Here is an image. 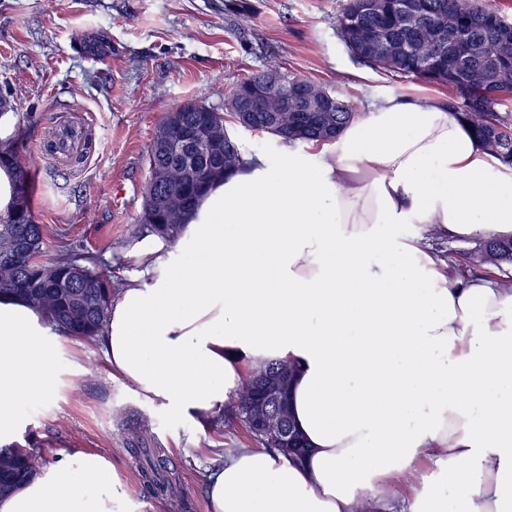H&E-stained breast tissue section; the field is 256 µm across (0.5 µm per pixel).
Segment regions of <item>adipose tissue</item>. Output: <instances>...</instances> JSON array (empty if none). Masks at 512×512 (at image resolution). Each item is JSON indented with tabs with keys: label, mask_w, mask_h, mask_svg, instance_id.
<instances>
[{
	"label": "adipose tissue",
	"mask_w": 512,
	"mask_h": 512,
	"mask_svg": "<svg viewBox=\"0 0 512 512\" xmlns=\"http://www.w3.org/2000/svg\"><path fill=\"white\" fill-rule=\"evenodd\" d=\"M209 191L175 250L140 246L109 308L112 368L147 402L199 422L247 370L295 365L290 403L308 453L235 449L208 477L210 512H512V287L462 278L431 230L512 236V167L446 101L372 99L336 141L278 161L248 154ZM41 315L0 298V442L19 403L56 391ZM103 456L63 455L0 512H115Z\"/></svg>",
	"instance_id": "ef3b65f1"
}]
</instances>
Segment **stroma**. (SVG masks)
Wrapping results in <instances>:
<instances>
[{
    "mask_svg": "<svg viewBox=\"0 0 512 512\" xmlns=\"http://www.w3.org/2000/svg\"><path fill=\"white\" fill-rule=\"evenodd\" d=\"M345 0H0V93L14 109L0 140L31 171L30 206L47 230L44 260L62 249L100 258L115 281L137 271L133 236L149 179L147 150L160 118L188 100L223 110L250 72L268 67L336 96L446 98L441 88L372 69L336 29ZM87 119L91 157L64 163L36 144ZM56 396L21 404L18 442L46 464L63 454L104 456L130 512H208L204 482L226 451L249 445L241 423L195 424L142 400L109 366L100 338L48 333ZM183 495L158 496L141 473L143 420Z\"/></svg>",
    "mask_w": 512,
    "mask_h": 512,
    "instance_id": "35a3bbf8",
    "label": "stroma"
}]
</instances>
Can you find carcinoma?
Segmentation results:
<instances>
[{
	"label": "carcinoma",
	"instance_id": "cac0c4a2",
	"mask_svg": "<svg viewBox=\"0 0 512 512\" xmlns=\"http://www.w3.org/2000/svg\"><path fill=\"white\" fill-rule=\"evenodd\" d=\"M416 15L408 20L401 5L404 0H345L337 17L338 31L352 56L378 70L402 74L415 81L448 90V110L466 121L486 150L497 160L512 165V112L499 107L512 100V69L500 71L478 66L486 48L502 41L503 32L511 37L501 46L512 54V20L492 4L478 7L469 0H414ZM277 74L284 86L305 78L279 70H258L241 80L224 102L225 112H218L200 101H188L174 107V130L202 126L207 136L228 137L226 117L237 119L238 101L261 90L269 77ZM359 102L340 101L334 108L325 103L323 115L334 126L325 138L312 125L278 127L269 124L257 132L280 137L296 145L309 142H332L357 116ZM149 173L178 160L148 148ZM218 160L202 154L197 160V175L175 185L184 201V218L171 224L158 205L160 189L147 183L140 228L167 241L177 239L183 225L195 214L202 198L216 182L204 176ZM0 165L11 168L13 201L0 214V295L27 302L41 312L53 330L75 339H91L102 334L115 292L112 275L91 257L62 254L54 261L42 259L46 229L35 222L29 206L31 176L19 160L12 144L0 143ZM24 243L21 259L14 245ZM470 271L493 267L502 273L500 281L512 286V237L481 240L470 255ZM276 378L282 384L281 405L287 414L285 428L267 431L256 423L258 386ZM295 378V367L280 359H270L252 370L236 398L224 411L228 419L244 423L258 448H274L293 461L307 454V444L295 429L291 416L289 393ZM158 448L145 450L142 475L162 493L175 494L174 486L163 474V459ZM43 466L42 456L33 448L18 442L0 446V497L20 490L34 479Z\"/></svg>",
	"mask_w": 512,
	"mask_h": 512
}]
</instances>
